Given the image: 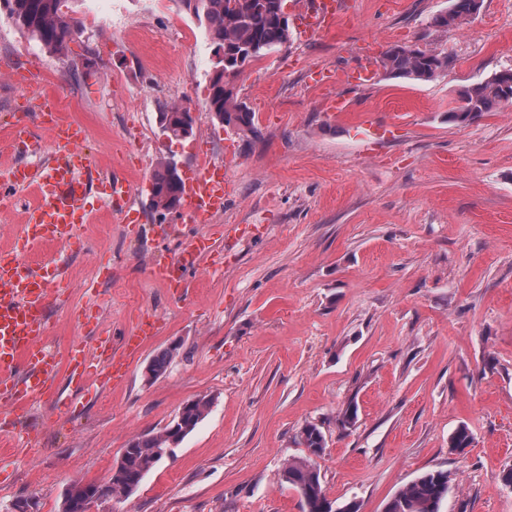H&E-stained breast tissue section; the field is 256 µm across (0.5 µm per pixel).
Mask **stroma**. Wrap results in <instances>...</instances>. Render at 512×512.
Segmentation results:
<instances>
[{
	"label": "stroma",
	"mask_w": 512,
	"mask_h": 512,
	"mask_svg": "<svg viewBox=\"0 0 512 512\" xmlns=\"http://www.w3.org/2000/svg\"><path fill=\"white\" fill-rule=\"evenodd\" d=\"M345 3L334 30L292 34L233 78L256 114L249 143L206 110L212 49L178 0H83L64 57L0 20V164L52 158L39 106L54 95L85 128L96 170L126 167L134 186L127 214L95 208L79 246L56 250L68 286L47 308L44 342L77 352L84 376H59L26 418L0 419V512L20 500L59 512L68 485L107 481L131 438L199 397L209 413L173 456L94 512H301L280 473L304 455L296 435L308 423L326 436L318 464L337 503L383 512L404 484L441 470V512H512V106L448 120L461 91L512 68V0H483L445 31L430 21L449 0ZM394 44L452 63L432 81L398 78L380 67ZM363 52L372 85L316 87ZM336 95L350 104L340 121L323 104ZM171 104L191 112L189 137L163 134ZM17 123L41 150L12 147ZM162 157L185 174L224 166L223 211L157 221L148 202ZM32 201L22 190L0 208V245L30 264L41 258L21 233ZM199 236L211 249L177 296L148 261ZM147 313L161 329L113 385L97 343L120 347ZM174 343L179 356L149 379L151 358ZM462 426L472 442L458 451L449 440Z\"/></svg>",
	"instance_id": "stroma-1"
}]
</instances>
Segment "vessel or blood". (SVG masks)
I'll return each mask as SVG.
<instances>
[{
  "instance_id": "vessel-or-blood-1",
  "label": "vessel or blood",
  "mask_w": 512,
  "mask_h": 512,
  "mask_svg": "<svg viewBox=\"0 0 512 512\" xmlns=\"http://www.w3.org/2000/svg\"><path fill=\"white\" fill-rule=\"evenodd\" d=\"M338 16L337 0H311L300 22L303 34L333 28ZM368 57H360L351 68L337 71L333 83L363 87L373 81ZM56 157L43 170L12 167L0 181V203L15 192L33 189L35 202L25 212V239L29 250L49 244L68 243L77 225L87 223L91 207L88 176L92 160L82 149L85 131L61 116L52 119ZM133 191L126 175L118 170L102 175L100 196L113 211H121ZM227 176L223 167L205 165L193 171L184 183L183 218L197 222L206 213L223 211ZM209 247L205 239L192 238L181 245L177 260L153 263L156 279L185 294L186 283L176 276V268L197 265ZM65 279L55 262L29 265L11 248L0 246V413L20 419L30 405L50 393L59 373L74 375L77 366L44 344L46 310L58 297ZM158 330L157 320H149L126 336L123 351L113 349L110 340L98 344L100 355L112 370L113 384L124 383L133 356Z\"/></svg>"
}]
</instances>
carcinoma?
Here are the masks:
<instances>
[{
	"mask_svg": "<svg viewBox=\"0 0 512 512\" xmlns=\"http://www.w3.org/2000/svg\"><path fill=\"white\" fill-rule=\"evenodd\" d=\"M68 0H0V17L37 41L52 54L64 56L76 33V21L63 7ZM193 12L204 26L213 51L224 50V56L242 54L255 60L268 51L290 41L289 20L284 17V0H238V8L228 10V0H179ZM483 0H451L445 13L431 18L436 28L454 27L475 15ZM447 55L418 47L394 45L382 56L383 67L394 76L429 81L448 69ZM241 69L227 67L224 61L213 63L209 80L206 108L223 126H233L237 133L251 137L257 133L256 114L234 95L229 78ZM461 104L448 112V121L466 124L485 112H494L512 104V69L503 70L491 78L467 87L460 96ZM160 122L167 124L168 137L190 136L193 121L186 119V109L172 104L160 113ZM183 178L168 159L158 162L151 188L149 208L177 209L182 202ZM180 346L172 345L159 351L148 366L150 378L163 375ZM210 400L202 397L182 407L177 427L167 425L156 433L136 436L128 441L112 468L105 484L92 483L90 492L104 499L120 496L133 486L141 485L144 476L165 456L173 454L171 444L180 443L206 417ZM298 444L307 449L303 457L288 460L281 470V481L300 496L303 512H336V502L330 500L322 483L315 458L325 454L327 440L321 427L306 424L297 434ZM450 476L443 471H428L403 485L385 503L383 512H440L448 496Z\"/></svg>",
	"mask_w": 512,
	"mask_h": 512,
	"instance_id": "1",
	"label": "carcinoma"
}]
</instances>
